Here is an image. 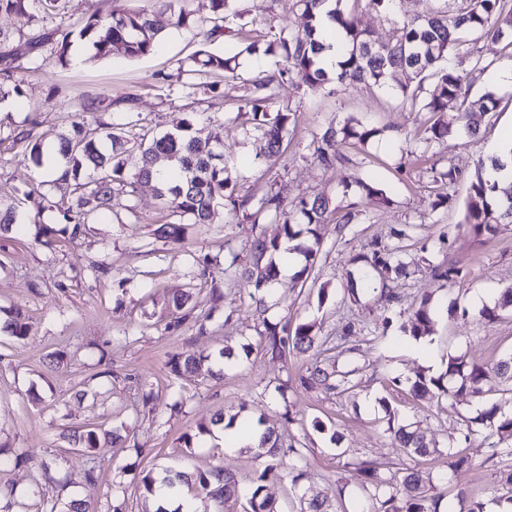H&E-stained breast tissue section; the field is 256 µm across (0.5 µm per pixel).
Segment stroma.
I'll use <instances>...</instances> for the list:
<instances>
[{
	"instance_id": "35a3bbf8",
	"label": "stroma",
	"mask_w": 512,
	"mask_h": 512,
	"mask_svg": "<svg viewBox=\"0 0 512 512\" xmlns=\"http://www.w3.org/2000/svg\"><path fill=\"white\" fill-rule=\"evenodd\" d=\"M244 21L256 28L303 27L305 18L287 0H235ZM459 0H398L393 19L367 8L366 0H342L373 39L388 40L393 21L440 10L455 13ZM19 19L0 13V30L11 33L10 46L18 68L19 93L0 99V125L32 131L48 154H56L62 135L72 133L83 97L117 98L134 92L140 97L138 124L126 136L159 135L181 125L188 112L198 114L195 134L217 140L224 162L241 194L267 186L288 201L322 194L333 205L356 204L360 220L354 228L322 225L321 250L307 278L280 281L267 298L273 323L314 321L325 336L341 335L352 325L348 341L366 352L364 386L350 397L326 396L299 384L309 358L291 354L285 359L265 355L258 347L255 316L247 290L229 289L221 303H213L212 281L224 277L221 261L225 242L241 247L257 233L279 235L268 223L227 222L217 214L213 223L188 226L183 242L153 234L161 204L152 186L141 185L134 196L119 194L112 210L94 216L84 235L71 239L56 210H46L42 224L54 230V244L37 239L39 225L28 221L24 194L36 173L21 148L0 144V200L12 202L18 230L0 238V319L22 307L28 327L24 339L0 329V446L12 451L0 467V489L12 491V512H42L44 500L64 505L74 498L87 500L95 512H144L137 484L143 471H207L224 466L248 496L267 463L254 448H227L209 439L198 427L218 413H240L251 419L266 417L282 440H294L300 456H286L283 467L295 468L301 478L292 485L268 479L264 494L276 512H297L300 496L335 500L336 482L344 477L346 458L365 456L381 468L396 472L421 469L457 505L458 490L491 501L500 496L498 468L485 464L482 436H471L463 447L472 467L461 480L448 478V440L460 435L462 415L474 412L469 401L456 407L446 402L423 404L408 389L385 391L384 377L407 379L416 368L440 373L448 355L495 363L512 352V314L495 322L480 319L481 305L492 304L512 285V224L500 225L492 236L475 235L463 224L469 175L478 158L487 157L502 129L512 126V61L503 42L472 41L475 54L489 60L484 72L471 73L468 63L458 68L469 100L487 90L500 100L497 112L485 118L478 138H456L434 144L430 152L440 165L458 169L449 186L433 182L425 166L412 155L416 135L426 115L401 106L395 93L354 83L337 93L311 92L299 82L285 84L281 95L296 107L295 129L288 151L276 163L262 161L263 144L245 135L237 112L239 91H229L220 121H212L204 105H191L179 83L165 82L177 60L197 49L195 31L169 32L153 54L141 59L115 57L87 62V51L75 44L71 65L64 70H31L36 56L26 38L18 36ZM357 119L380 128L381 134L360 148L344 147L345 162L333 167L307 158V146L328 124ZM382 188L391 199L382 206L367 197L364 187ZM450 194V207L433 209L438 195ZM416 225L411 252L424 253L427 263L414 275L399 280V302L387 306L379 294H361L352 302L345 290L352 259L374 238L389 240L403 225ZM445 261L461 270L460 277L439 287L428 262ZM188 293L195 314L208 317V332L200 334L193 320L175 322L166 310L172 296ZM435 306L432 333L422 339L407 336L402 326L423 294ZM239 351L237 362L224 364V346ZM65 351L64 365L51 355ZM184 351L210 355L220 380L177 378L169 359ZM287 385L279 394V385ZM388 398L400 416L421 421L439 442L436 454L415 462L388 437L379 398ZM325 423V431L313 426ZM96 423L119 429L128 447L98 448L96 479L86 482V457L67 439L71 430ZM62 455L59 469L44 471L47 454Z\"/></svg>"
}]
</instances>
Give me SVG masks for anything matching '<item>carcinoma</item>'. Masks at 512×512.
<instances>
[{"label":"carcinoma","instance_id":"cac0c4a2","mask_svg":"<svg viewBox=\"0 0 512 512\" xmlns=\"http://www.w3.org/2000/svg\"><path fill=\"white\" fill-rule=\"evenodd\" d=\"M153 9L128 10L116 8L108 14L95 10L81 20L79 38L89 47V60L105 61L114 54L129 59L148 56L155 51L166 30L196 27L199 49L185 61L177 63L176 73L165 79L183 78L188 74H217L224 82L236 79V60L239 55L259 51L280 58V64L272 74L259 77L252 83L248 99L251 126L246 133L265 143V157L275 162L285 152L283 144L288 140L289 126L295 119L294 109L283 104L271 113L269 105L278 97L279 88L297 79L311 91L325 89L329 83L338 86L364 82L379 88L398 91L401 102L415 112L430 115L422 127L417 145L425 148L431 142L446 136L463 134L475 137L486 115L497 110L499 100L486 91L470 108H459V125L442 120L440 115L456 104L462 95L461 76L448 66V56L455 55L469 60L471 71L483 72L488 68L482 59L473 55L469 44L475 38L490 37L503 41L512 48V0H461L457 14L448 16L436 12L424 17H414L397 22L386 42H376L360 27L356 15L340 8L339 2L328 16L343 32L345 51L332 74L319 66V58L326 45L322 38V7L326 0H292V7L302 11L307 19L303 31L268 28L255 32V36L243 32L237 24L242 13L231 8L232 0H211L214 17L210 25H195L189 8V0H152ZM68 0H0V12H8L23 20L29 28L38 25L40 19L59 15L67 9ZM240 37L245 46L234 54H217L210 45L219 37ZM72 32L55 30L50 33L36 32L30 37L35 49L49 46L51 58L61 68L71 62ZM11 37L0 31V92L12 82L15 58L10 49ZM136 96L128 93L115 100L86 97L79 104L81 122L75 136L63 137L59 155L65 163L62 179L43 180L38 192L44 205L56 208L65 223L71 225V239L80 237L83 228L96 212L111 208L115 192L132 194L141 183L153 185L157 196L163 200L165 220L156 229L160 236L174 242L180 240V222L211 224L218 207H223L230 219L242 218L252 224L277 223L282 228V238L256 237L246 249H238L224 243V283H238L251 289L250 297L258 315L267 311L265 295L277 280V259L284 246L292 241L297 244L290 250L301 254L305 265L296 272L302 278L316 260L321 248L320 226L328 223L332 200L324 195L303 197L288 205L273 189L268 188L261 196H240L229 176L224 154L208 140L193 135V120H186L175 132H165L148 144L130 140L112 130L103 121V115L119 106L127 114H134ZM379 133V129L361 125H345L337 128L328 125L310 143L312 156L323 166H333L345 160L342 148L355 140L367 143ZM10 141L19 145L23 153L38 168L45 165L42 144L28 133L11 132L0 136V144ZM512 169V158L504 160L491 156L479 161L469 178V195L465 205L463 223L471 225L478 235H493L500 224H512V178L506 181L490 180L487 170ZM91 170L97 177L82 182L81 172ZM63 190L59 200L49 199V192ZM414 226L396 233L397 240L369 241L363 251L353 258L359 265L360 280L350 279V292L359 301L358 289L380 292L387 301L396 300L390 284L415 272L423 258L412 256L402 239L410 237ZM431 274L442 284L454 282L459 269L444 264L432 266ZM512 309V286L503 289L494 306L480 312V318L494 321L500 312ZM263 329L256 330L259 344L265 353L284 357L292 350L307 354L321 349L327 338L321 336V327L311 321L300 322L290 329L277 328L262 319ZM433 325L430 298L422 299L419 307L409 318L405 328L419 339L429 333ZM334 355L313 359L307 372L300 379L306 389H320L329 395H349L362 387L361 368L358 361L364 355L362 347L346 341L334 346ZM207 357L196 352H183L170 359L168 365L177 378L213 376L206 365ZM502 386L501 394L512 395V352L496 363L471 361L464 355L448 356L444 373L428 376L419 370L409 390L418 400H444L452 407L464 396L477 401L479 411L474 417H463V437L467 438L479 426L488 442L485 463L496 467L505 457L512 456V413L502 410L501 404L489 398L491 381ZM382 406L388 416V430L403 452L411 457H427L437 452V442L428 436L427 429L419 422H400L396 411L387 400ZM117 439L115 434L94 425L79 433L73 432L70 441L88 457L90 466L85 480L96 478L94 453L100 444ZM259 448L265 450L272 462L265 465L256 484L242 506L243 512H275L273 504L262 496L266 479L279 475V456L282 444L274 428L266 427ZM471 459L462 452L450 454L448 467L454 478L470 470ZM345 471L357 480V486L370 502L369 512H439L441 496L427 488L421 471L410 469L397 475L380 471L371 460L354 459L344 463ZM186 484L196 483L211 498L225 502L238 496L237 480L221 468L191 476L177 475Z\"/></svg>","mask_w":512,"mask_h":512}]
</instances>
